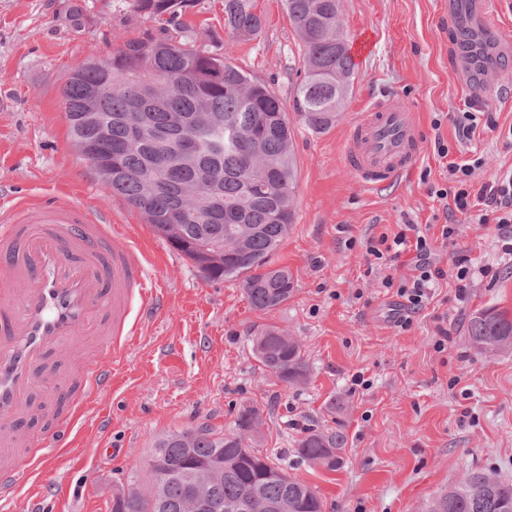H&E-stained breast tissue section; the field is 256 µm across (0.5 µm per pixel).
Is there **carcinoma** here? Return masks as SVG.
Here are the masks:
<instances>
[{
    "label": "carcinoma",
    "instance_id": "carcinoma-1",
    "mask_svg": "<svg viewBox=\"0 0 512 512\" xmlns=\"http://www.w3.org/2000/svg\"><path fill=\"white\" fill-rule=\"evenodd\" d=\"M193 0H133L140 18L161 24L129 38L106 57L91 55L72 72L61 104L73 144L102 137L112 148L122 146L132 125L140 143L112 159V171L99 177L114 197L138 210L153 231L188 258L208 281L240 280L252 307L270 311L294 291L286 267L273 266L272 256L295 219L297 163L291 127L283 103L263 78L238 68L229 48L262 32L264 15L257 0H224V32L228 41L196 44L182 21ZM288 18L299 40L303 78L297 85L293 111L313 132L321 133L340 118L356 63L346 38L336 34L342 0H285ZM176 30L179 38L170 35ZM107 82L110 93L96 100L87 87ZM148 97L157 105L132 111L134 101ZM165 130L170 138L155 137ZM188 135L194 153L176 152ZM256 143L250 173L241 168L244 137ZM466 337L480 353L512 349V312L487 307L471 313ZM258 362L280 382L294 385L306 378L307 363L299 343L269 327L252 337ZM258 412L238 410L234 430L172 431L155 444L150 464L149 494H112V512H187L193 483L203 477L210 502H247L249 512L288 501L284 512H324L318 492L293 478L261 450L251 446ZM347 445L345 432L310 429L297 440L296 454L307 462L336 470ZM224 458V470L206 465ZM512 484L493 471H475L428 502L424 512H508Z\"/></svg>",
    "mask_w": 512,
    "mask_h": 512
}]
</instances>
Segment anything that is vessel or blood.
<instances>
[{"label": "vessel or blood", "mask_w": 512, "mask_h": 512, "mask_svg": "<svg viewBox=\"0 0 512 512\" xmlns=\"http://www.w3.org/2000/svg\"><path fill=\"white\" fill-rule=\"evenodd\" d=\"M415 113L395 98L361 112L346 141V164L373 192L407 172L420 153ZM159 299L144 265L111 216L42 196L0 212V492L16 491L22 468L70 447L91 399L112 382L101 363L119 359L138 334L134 308ZM99 363L55 380L67 407L48 418L34 394L45 367L66 363L87 340Z\"/></svg>", "instance_id": "1"}]
</instances>
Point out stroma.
<instances>
[{
    "label": "stroma",
    "mask_w": 512,
    "mask_h": 512,
    "mask_svg": "<svg viewBox=\"0 0 512 512\" xmlns=\"http://www.w3.org/2000/svg\"><path fill=\"white\" fill-rule=\"evenodd\" d=\"M84 10L81 29L66 5ZM350 42L369 37L356 56L344 114L321 134L293 114L302 79L297 35L283 0H258L266 24L257 39L235 44L233 62L264 78L288 110L298 161L296 217L274 256L295 291L267 312L254 310L238 281L205 280L192 262L154 233L137 210L110 196L74 147L61 105L70 73L93 54H111L149 29L132 0H0V209L22 198L58 195L91 214L106 213L127 234L162 299L145 312L111 386L90 404L72 444L38 466L0 512H110L113 488L147 485L153 444L163 433L229 431L239 408L259 410L256 446L289 475L315 486L327 512H421L424 504L476 470L512 481V351L472 349V311H512V262L494 225H457L453 243L434 257L452 268L464 256L487 268L465 298L448 277L433 300L395 327L394 299L371 269L364 240L404 222L442 224L446 210L429 192L448 181V161L482 155L478 180L512 168V0L494 26L475 25L462 48L454 33L474 0H343ZM184 19L198 42L223 35L222 0H196ZM396 96L421 123L416 166L380 192L366 190L344 164L342 147L356 116ZM492 113L497 130L478 127L456 139L453 118L466 103ZM441 126H434V119ZM448 143V159L436 141ZM448 341L437 348L438 316ZM274 326L297 338L309 380L285 387L251 350L252 337ZM368 386L357 385V376ZM342 427L347 445L335 471L297 457L307 429Z\"/></svg>",
    "instance_id": "stroma-1"
}]
</instances>
